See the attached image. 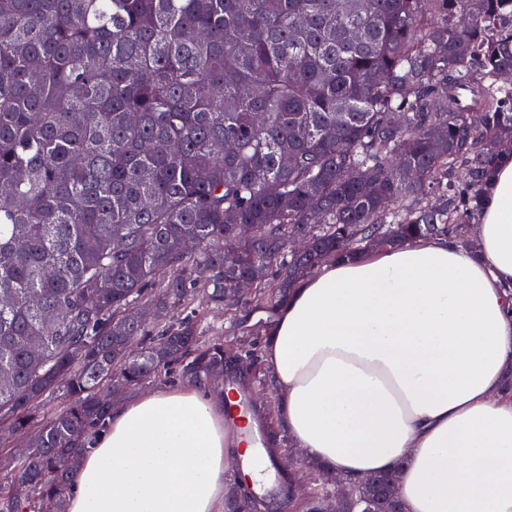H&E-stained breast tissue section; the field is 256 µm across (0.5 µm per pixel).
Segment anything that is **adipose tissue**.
<instances>
[{
  "mask_svg": "<svg viewBox=\"0 0 512 512\" xmlns=\"http://www.w3.org/2000/svg\"><path fill=\"white\" fill-rule=\"evenodd\" d=\"M476 250L439 238L302 278L262 342L279 427L348 480L399 473L406 512H512V156ZM224 398L188 383L113 406L69 512H221L241 453Z\"/></svg>",
  "mask_w": 512,
  "mask_h": 512,
  "instance_id": "adipose-tissue-1",
  "label": "adipose tissue"
}]
</instances>
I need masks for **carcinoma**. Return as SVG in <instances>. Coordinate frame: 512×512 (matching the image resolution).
<instances>
[{
    "label": "carcinoma",
    "mask_w": 512,
    "mask_h": 512,
    "mask_svg": "<svg viewBox=\"0 0 512 512\" xmlns=\"http://www.w3.org/2000/svg\"><path fill=\"white\" fill-rule=\"evenodd\" d=\"M511 146L512 0H0V423L30 445L0 512H67L113 385L223 389L191 303L248 305L250 276L276 310L330 260L469 247Z\"/></svg>",
    "instance_id": "carcinoma-1"
}]
</instances>
